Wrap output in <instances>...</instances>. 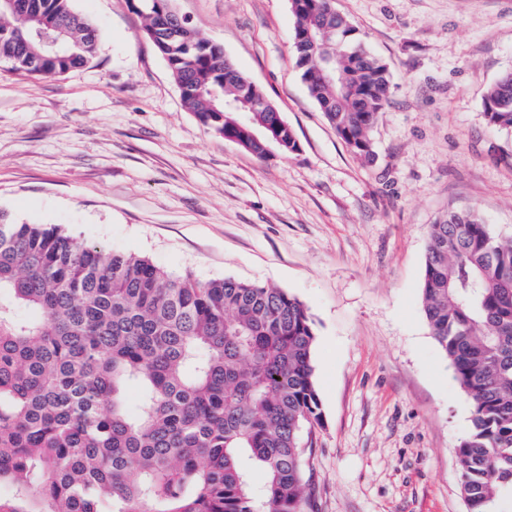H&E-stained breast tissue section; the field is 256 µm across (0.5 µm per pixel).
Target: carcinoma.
<instances>
[{"mask_svg":"<svg viewBox=\"0 0 512 512\" xmlns=\"http://www.w3.org/2000/svg\"><path fill=\"white\" fill-rule=\"evenodd\" d=\"M145 35L186 108L259 156L224 117L242 95L224 49L172 0H138ZM293 52L310 97L354 157L372 160L391 73L330 0H293ZM97 48L73 0H0V62L40 77ZM484 116L512 131L504 78ZM423 311L472 406L458 448L467 512H498L512 490V237L472 210L431 225ZM314 322L285 290L174 276L144 257L0 215V512H310L303 429L320 422ZM140 390L132 411L127 390ZM266 482L257 488L251 472Z\"/></svg>","mask_w":512,"mask_h":512,"instance_id":"carcinoma-1","label":"carcinoma"}]
</instances>
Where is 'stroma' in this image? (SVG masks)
I'll use <instances>...</instances> for the list:
<instances>
[{"mask_svg":"<svg viewBox=\"0 0 512 512\" xmlns=\"http://www.w3.org/2000/svg\"><path fill=\"white\" fill-rule=\"evenodd\" d=\"M392 72L374 160L346 148L292 54L289 0H174L278 108L300 149L258 157L184 107L131 0H74L85 67L0 64V212L202 280L274 285L312 316L315 512H467L472 407L422 308L428 230L473 210L512 236V131L482 97L512 71V0H333Z\"/></svg>","mask_w":512,"mask_h":512,"instance_id":"stroma-1","label":"stroma"}]
</instances>
